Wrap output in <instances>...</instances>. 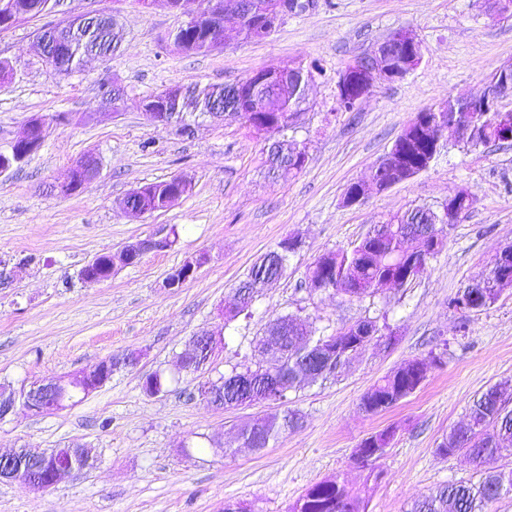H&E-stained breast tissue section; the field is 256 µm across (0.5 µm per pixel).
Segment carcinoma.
<instances>
[{"mask_svg": "<svg viewBox=\"0 0 512 512\" xmlns=\"http://www.w3.org/2000/svg\"><path fill=\"white\" fill-rule=\"evenodd\" d=\"M13 3L16 10L26 18H37L53 12L56 0H0ZM190 10L199 14L201 21L193 27L177 33L176 43L181 51L189 54L208 53L224 44V23L205 17V0H185ZM276 30L274 21L258 25L252 19H243L238 24V35L244 40L261 39ZM48 47L56 57L55 69L69 73L80 64L89 49H97L101 57L112 55L122 39V33L110 17H99L93 27H87L80 18H68L47 27ZM212 87L195 90L187 100L181 102L174 119L185 121L184 111L192 108L203 112L208 106ZM396 151L403 152L409 168L423 153L419 138L403 131L393 144ZM149 200H160L167 192L179 188L171 178L166 181L142 185ZM442 213V208L418 206L398 212L382 225L379 232L371 231L349 249L329 252L317 259L318 277L322 286L306 283L315 291L332 290L347 300H362L378 292L377 284L391 278L405 281V263L411 257H418L421 263L412 276L422 273L431 259L437 257L445 246L453 224L439 227L442 239L437 244L418 234L417 227L426 225ZM296 248L282 251L277 247L265 254L251 267L243 287L262 283L271 274L270 257L278 254L282 266H287L290 254ZM267 336L281 339L280 365L275 369L258 365H233L219 379L212 383L211 402L224 400V407L239 406V401L253 393L281 392L286 397L300 383H315L325 380L351 357L366 350L373 342L383 341L390 345L395 339L393 333H384L378 325V317H368L350 326L343 327L331 335L317 334V329L307 318L288 314L273 320L265 331ZM441 357L431 354L427 358L408 361L370 388L361 398V409L371 415L386 412L412 395L425 380L419 375V365L436 364ZM300 414L286 409L242 425L239 439L246 448L261 450L270 441L299 426ZM393 434L390 428L371 433L362 438L355 448L353 459L361 467L370 470L375 477L376 464L387 455ZM512 453V410L505 406L502 391L491 387L474 400L469 407L468 423L452 430L436 448L440 456L455 453L468 455L481 472L476 483H448L436 492L414 501L410 512H488L489 506L501 496L512 493V470L506 471L495 463L506 453ZM367 503L349 489L345 480L338 476L320 481L297 498L288 512H366Z\"/></svg>", "mask_w": 512, "mask_h": 512, "instance_id": "1", "label": "carcinoma"}]
</instances>
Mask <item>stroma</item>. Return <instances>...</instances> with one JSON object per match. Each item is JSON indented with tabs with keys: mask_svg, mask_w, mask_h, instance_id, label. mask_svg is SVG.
Segmentation results:
<instances>
[{
	"mask_svg": "<svg viewBox=\"0 0 512 512\" xmlns=\"http://www.w3.org/2000/svg\"><path fill=\"white\" fill-rule=\"evenodd\" d=\"M65 8L114 15L124 39L114 56L89 57L61 74L43 61L36 40L47 17L0 31V60L12 67L0 78V151L31 118L47 129L36 153L0 174V258L25 263L0 285V382L28 386L112 355L142 357L74 407L0 423V453L80 444L95 458L44 491L0 480V512H222L235 501L287 512L311 485L336 475L365 497L367 512H408L439 485L478 481V467L464 456L442 457L435 448L465 422L476 395L498 383L512 393V289L464 318L448 300L512 244V142L447 145L426 172L354 206L344 192L369 177L417 112L480 93L493 72L512 67V15L489 17L482 0H317L266 39L229 37L223 49L188 55L172 40L178 14L143 10L137 0H66ZM400 29L420 40L419 65L356 109L337 111L340 71ZM293 61L314 73L290 132L308 153L302 171L268 175L263 144L241 119L200 118L182 136L142 116V100L164 88L233 85ZM116 83L126 96L115 111L104 97ZM90 151L101 161L99 177L58 196L56 184ZM173 177L185 179L188 191L168 207L145 216L119 209L133 189ZM461 188L474 198L470 210L407 286L360 301L306 290L322 254L350 248L395 213L438 207ZM173 227L179 238L172 247L144 254L104 282L79 279L104 251ZM292 237L300 247L283 277L257 294L249 316L226 320L257 257ZM202 252L209 261L193 279L165 288L172 269ZM381 313L396 343L369 348L336 377L292 391L290 406L303 423L268 448L238 447L236 430L279 404L222 409L199 393L230 366L254 365L255 340L277 317L314 319L328 335ZM204 332L221 336L210 364L179 372L178 355ZM431 352L444 362L429 366L414 394L379 415L361 410L378 380ZM155 372L170 384L150 397L142 381ZM391 425V449L380 478L371 479L353 463V450Z\"/></svg>",
	"mask_w": 512,
	"mask_h": 512,
	"instance_id": "35a3bbf8",
	"label": "stroma"
}]
</instances>
